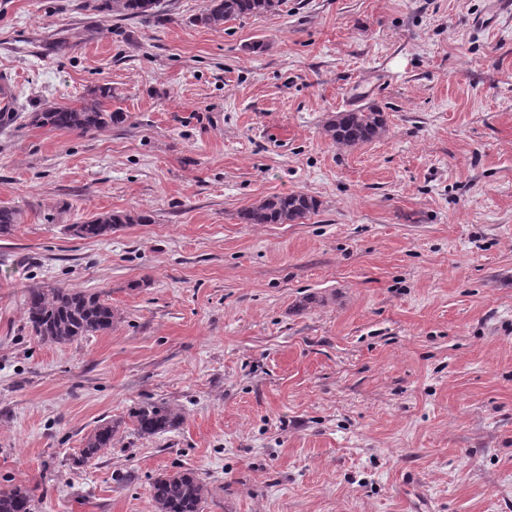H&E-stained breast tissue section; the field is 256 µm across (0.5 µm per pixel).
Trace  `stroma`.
Returning <instances> with one entry per match:
<instances>
[{"mask_svg":"<svg viewBox=\"0 0 512 512\" xmlns=\"http://www.w3.org/2000/svg\"><path fill=\"white\" fill-rule=\"evenodd\" d=\"M0 0V486L35 512H149L184 467L203 512H512V0H285L147 22ZM127 122L32 125L101 84ZM387 131L345 149L336 113ZM304 224H243L273 194ZM146 213L111 236L72 225ZM108 293L111 333L27 324L31 285ZM181 426L77 462L138 403ZM283 0H206L197 23L217 28L224 21L234 18L259 17L276 13ZM384 112L375 107L339 112L324 127L326 135L345 148H354L373 141L386 131ZM318 207L316 198L302 192L276 194L244 208L239 218L243 224H304ZM34 509L33 491L24 482L16 481L0 488V512H33Z\"/></svg>","mask_w":512,"mask_h":512,"instance_id":"obj_1","label":"stroma"}]
</instances>
